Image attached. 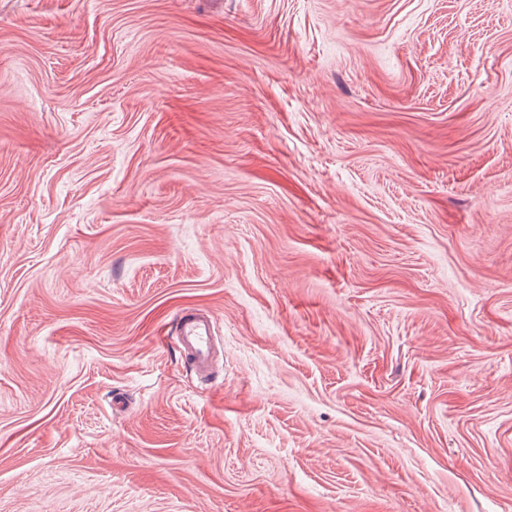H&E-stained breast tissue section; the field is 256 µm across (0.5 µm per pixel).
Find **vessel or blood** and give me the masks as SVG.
<instances>
[{
  "label": "vessel or blood",
  "instance_id": "vessel-or-blood-1",
  "mask_svg": "<svg viewBox=\"0 0 512 512\" xmlns=\"http://www.w3.org/2000/svg\"><path fill=\"white\" fill-rule=\"evenodd\" d=\"M162 343H173L194 371L209 375L214 362L213 319L210 313L182 316L173 334L162 336Z\"/></svg>",
  "mask_w": 512,
  "mask_h": 512
}]
</instances>
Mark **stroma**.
Returning <instances> with one entry per match:
<instances>
[{"instance_id":"obj_1","label":"stroma","mask_w":512,"mask_h":512,"mask_svg":"<svg viewBox=\"0 0 512 512\" xmlns=\"http://www.w3.org/2000/svg\"><path fill=\"white\" fill-rule=\"evenodd\" d=\"M0 512H512V0H0ZM161 341L167 345L174 341L196 373L209 375L214 362L213 319L209 312L181 316L175 333L169 336L164 332Z\"/></svg>"}]
</instances>
